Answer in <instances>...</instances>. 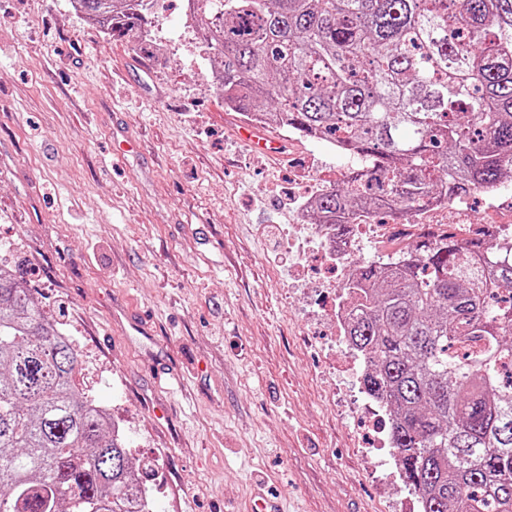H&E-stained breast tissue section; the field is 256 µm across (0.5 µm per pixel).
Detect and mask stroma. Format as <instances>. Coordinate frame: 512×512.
<instances>
[{
  "mask_svg": "<svg viewBox=\"0 0 512 512\" xmlns=\"http://www.w3.org/2000/svg\"><path fill=\"white\" fill-rule=\"evenodd\" d=\"M147 28L0 0V264L80 346L156 512H401L359 372L326 349L328 265L288 249L296 171L326 190L350 159L275 126L284 153L252 152L184 0Z\"/></svg>",
  "mask_w": 512,
  "mask_h": 512,
  "instance_id": "obj_1",
  "label": "stroma"
}]
</instances>
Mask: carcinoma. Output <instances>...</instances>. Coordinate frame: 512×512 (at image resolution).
<instances>
[{"label": "carcinoma", "instance_id": "1", "mask_svg": "<svg viewBox=\"0 0 512 512\" xmlns=\"http://www.w3.org/2000/svg\"><path fill=\"white\" fill-rule=\"evenodd\" d=\"M148 0H78L145 25ZM224 105L333 141L362 169L316 224L409 220L512 181V0H196ZM347 336L422 512H512V240L443 230L356 265ZM81 354L0 269V512H154L123 434L76 385Z\"/></svg>", "mask_w": 512, "mask_h": 512}]
</instances>
